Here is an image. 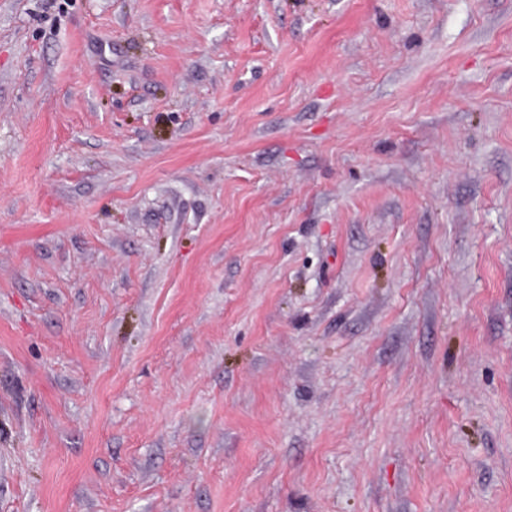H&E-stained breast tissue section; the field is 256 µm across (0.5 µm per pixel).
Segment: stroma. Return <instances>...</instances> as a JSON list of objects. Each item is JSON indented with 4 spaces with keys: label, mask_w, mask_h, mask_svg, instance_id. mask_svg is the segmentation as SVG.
I'll use <instances>...</instances> for the list:
<instances>
[{
    "label": "stroma",
    "mask_w": 512,
    "mask_h": 512,
    "mask_svg": "<svg viewBox=\"0 0 512 512\" xmlns=\"http://www.w3.org/2000/svg\"><path fill=\"white\" fill-rule=\"evenodd\" d=\"M0 512H512V0H0Z\"/></svg>",
    "instance_id": "1"
}]
</instances>
